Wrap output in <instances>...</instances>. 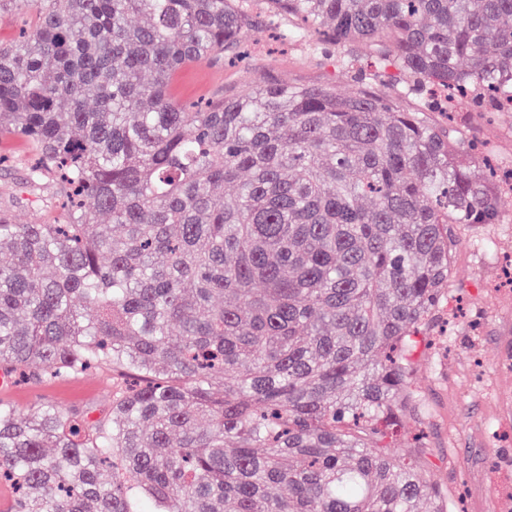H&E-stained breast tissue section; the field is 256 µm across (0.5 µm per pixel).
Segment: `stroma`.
Returning a JSON list of instances; mask_svg holds the SVG:
<instances>
[{
  "label": "stroma",
  "mask_w": 512,
  "mask_h": 512,
  "mask_svg": "<svg viewBox=\"0 0 512 512\" xmlns=\"http://www.w3.org/2000/svg\"><path fill=\"white\" fill-rule=\"evenodd\" d=\"M252 56L243 68L207 60L181 70L173 87L182 101L214 98L243 85L284 82L325 84L348 92L354 69L344 67V48L317 47L316 37L289 43L271 38L266 22L250 34ZM464 138L494 147L512 165V114L475 123L471 113L457 115ZM0 153L13 164L0 167V201L20 196L16 221L57 220L52 187L35 194L24 188L30 143L0 139ZM504 221L467 231L456 256L457 280L451 292L463 300L466 315L448 327L439 348L424 351L417 363L415 387L427 410L430 455L427 476L447 489L453 512H512V284L506 278L512 260V199L504 201ZM116 383L108 370L46 385L12 384L0 400L26 412L37 403L96 419L110 414Z\"/></svg>",
  "instance_id": "35a3bbf8"
}]
</instances>
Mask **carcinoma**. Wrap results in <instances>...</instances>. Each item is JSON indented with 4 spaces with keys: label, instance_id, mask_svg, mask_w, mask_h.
<instances>
[{
    "label": "carcinoma",
    "instance_id": "1",
    "mask_svg": "<svg viewBox=\"0 0 512 512\" xmlns=\"http://www.w3.org/2000/svg\"><path fill=\"white\" fill-rule=\"evenodd\" d=\"M389 95L272 82L208 102L187 64L237 48L249 0H0V138L64 217L0 209V370L138 380L109 416L0 404L11 512H448L415 353L458 225L501 222L475 145L404 100L512 112V0H263ZM288 493H275L278 488Z\"/></svg>",
    "mask_w": 512,
    "mask_h": 512
}]
</instances>
